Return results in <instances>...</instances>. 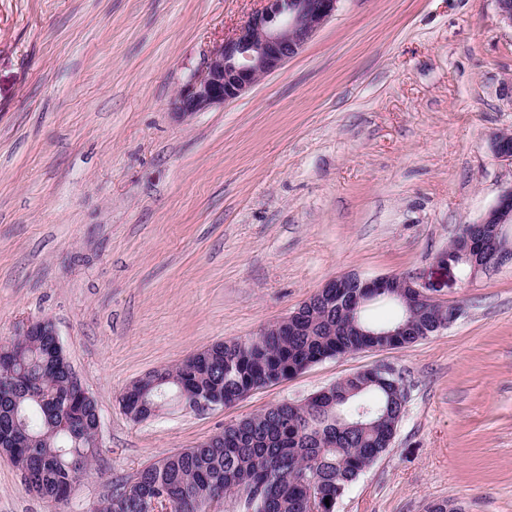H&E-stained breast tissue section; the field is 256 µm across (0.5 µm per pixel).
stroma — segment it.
I'll use <instances>...</instances> for the list:
<instances>
[{
  "instance_id": "35a3bbf8",
  "label": "stroma",
  "mask_w": 512,
  "mask_h": 512,
  "mask_svg": "<svg viewBox=\"0 0 512 512\" xmlns=\"http://www.w3.org/2000/svg\"><path fill=\"white\" fill-rule=\"evenodd\" d=\"M261 0H0V336L50 320L101 416L100 471L57 512L224 425L389 366L407 401L336 512H512V261L437 266L512 167V27L496 0H342L238 99L168 103ZM417 276L461 308L407 347L325 359L236 405L136 423L144 373L242 341L325 283ZM0 512H48L0 456Z\"/></svg>"
}]
</instances>
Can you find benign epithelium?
I'll return each instance as SVG.
<instances>
[{"label":"benign epithelium","mask_w":512,"mask_h":512,"mask_svg":"<svg viewBox=\"0 0 512 512\" xmlns=\"http://www.w3.org/2000/svg\"><path fill=\"white\" fill-rule=\"evenodd\" d=\"M264 6L252 14L232 37L213 46L202 65L180 87L170 102L173 114L188 118L209 108L233 101L255 85L258 80L279 70L306 45L314 34L339 9L342 0H263ZM494 155L512 166V135L499 133L491 143ZM512 218V184L505 187L496 203L478 220L485 225L487 239L498 254L508 259L512 242L506 240L504 227ZM471 225H463L460 238L468 241L461 250H445L436 263L444 269L459 264L478 266L484 245L470 241ZM354 283L359 288H376L378 292L397 283L410 289L416 303L431 302L433 296L413 275H382L362 278L349 274L333 279L328 288Z\"/></svg>","instance_id":"obj_1"}]
</instances>
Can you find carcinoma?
Returning <instances> with one entry per match:
<instances>
[{
  "label": "carcinoma",
  "instance_id": "1",
  "mask_svg": "<svg viewBox=\"0 0 512 512\" xmlns=\"http://www.w3.org/2000/svg\"><path fill=\"white\" fill-rule=\"evenodd\" d=\"M361 288H327L287 323L240 342L216 343L180 363L146 373L128 386L125 414L154 415L165 401L200 395L219 407L250 391L282 382L309 366L381 341L377 333L412 320L405 346L460 306L441 303L409 309L396 291L377 296L400 308L391 323H372L356 311ZM59 350L49 326L0 341V453L20 472L27 490L56 506L98 461L96 400ZM404 405L377 367L355 372L313 393L284 401L224 426L209 441L166 455L119 484L89 512H147L153 498L171 512H206L230 493L254 495L244 512H324L390 448Z\"/></svg>",
  "mask_w": 512,
  "mask_h": 512
}]
</instances>
